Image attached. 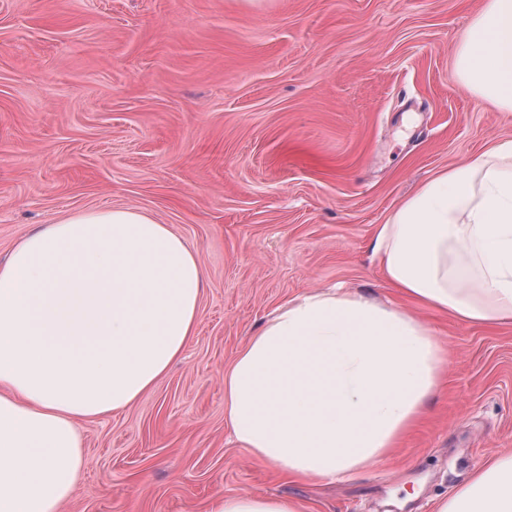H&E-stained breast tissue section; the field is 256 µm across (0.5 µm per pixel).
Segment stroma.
I'll use <instances>...</instances> for the list:
<instances>
[{
    "mask_svg": "<svg viewBox=\"0 0 512 512\" xmlns=\"http://www.w3.org/2000/svg\"><path fill=\"white\" fill-rule=\"evenodd\" d=\"M484 0H0V262L71 213L130 207L206 271L183 358L125 410L79 424L62 512H206L222 493L302 512H435L512 451V324L420 312L451 353L393 455L336 482L253 461L222 375L273 310L315 288L407 306L375 230L424 181L512 141V112L455 78Z\"/></svg>",
    "mask_w": 512,
    "mask_h": 512,
    "instance_id": "stroma-1",
    "label": "stroma"
}]
</instances>
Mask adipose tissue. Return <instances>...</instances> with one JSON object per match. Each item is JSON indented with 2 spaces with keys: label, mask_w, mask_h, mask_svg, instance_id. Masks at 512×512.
<instances>
[{
  "label": "adipose tissue",
  "mask_w": 512,
  "mask_h": 512,
  "mask_svg": "<svg viewBox=\"0 0 512 512\" xmlns=\"http://www.w3.org/2000/svg\"><path fill=\"white\" fill-rule=\"evenodd\" d=\"M454 73L512 112V0H485ZM372 251L418 307L512 322V142L426 181L378 225ZM205 269L135 208L81 211L23 236L0 263V512H61L86 466L78 423L121 411L182 358ZM449 361L408 311L356 291L288 299L224 371V423L250 457L299 479L342 480L398 448ZM208 512H301L216 495ZM437 512H512V453L476 467Z\"/></svg>",
  "instance_id": "obj_1"
}]
</instances>
